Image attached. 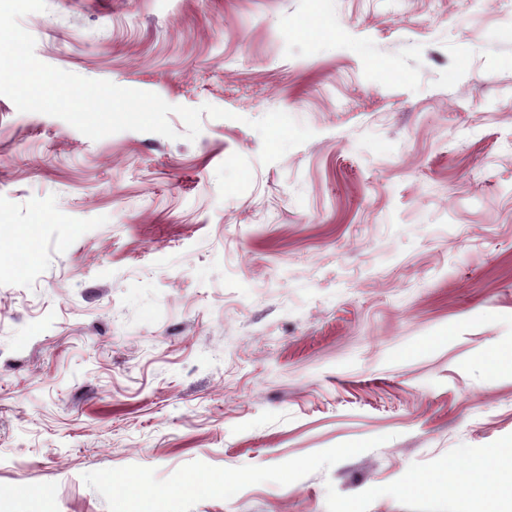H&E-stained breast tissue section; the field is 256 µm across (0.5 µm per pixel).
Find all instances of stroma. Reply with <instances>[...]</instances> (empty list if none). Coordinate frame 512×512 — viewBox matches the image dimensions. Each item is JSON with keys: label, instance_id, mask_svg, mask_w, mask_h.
<instances>
[{"label": "stroma", "instance_id": "obj_1", "mask_svg": "<svg viewBox=\"0 0 512 512\" xmlns=\"http://www.w3.org/2000/svg\"><path fill=\"white\" fill-rule=\"evenodd\" d=\"M0 95V512H444L512 448V0H47ZM313 136L259 160L251 121ZM149 490L133 491V479Z\"/></svg>", "mask_w": 512, "mask_h": 512}]
</instances>
